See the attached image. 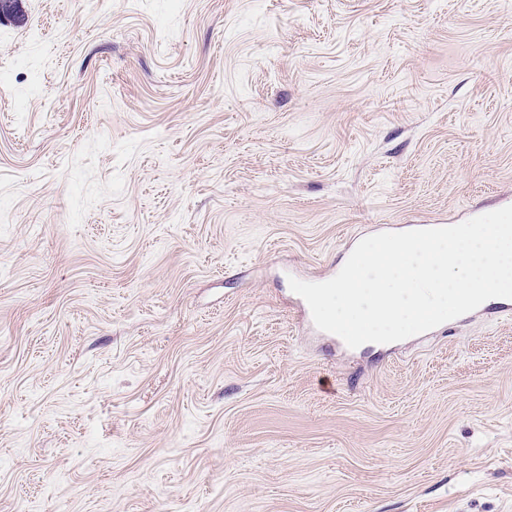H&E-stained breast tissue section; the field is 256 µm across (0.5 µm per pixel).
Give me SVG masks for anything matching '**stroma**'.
Listing matches in <instances>:
<instances>
[{
    "label": "stroma",
    "mask_w": 512,
    "mask_h": 512,
    "mask_svg": "<svg viewBox=\"0 0 512 512\" xmlns=\"http://www.w3.org/2000/svg\"><path fill=\"white\" fill-rule=\"evenodd\" d=\"M0 20V512H512V313L342 351L290 278L512 205V0Z\"/></svg>",
    "instance_id": "35a3bbf8"
}]
</instances>
